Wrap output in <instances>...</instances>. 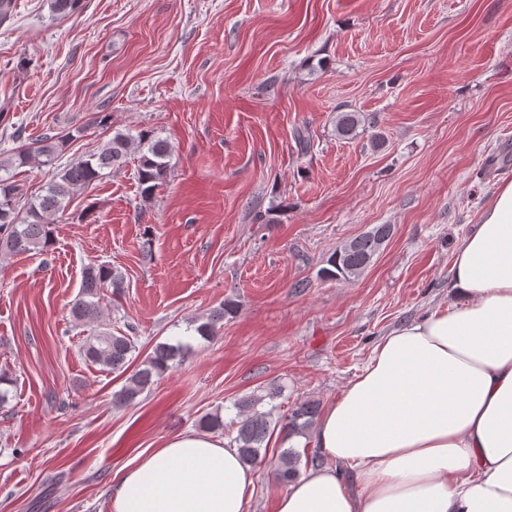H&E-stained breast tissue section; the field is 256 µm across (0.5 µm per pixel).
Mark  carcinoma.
Returning a JSON list of instances; mask_svg holds the SVG:
<instances>
[{"instance_id":"obj_1","label":"carcinoma","mask_w":512,"mask_h":512,"mask_svg":"<svg viewBox=\"0 0 512 512\" xmlns=\"http://www.w3.org/2000/svg\"><path fill=\"white\" fill-rule=\"evenodd\" d=\"M365 128V117L359 112H340L336 117V134L349 138ZM72 136L44 135L37 140L34 148L16 150L9 157L0 159V248L12 254H25L41 251L49 244L50 233L47 220L51 216L65 212L74 194L83 190L102 175L103 171L120 168L134 143L139 144L141 155L137 168V178L142 193L150 194L158 183L167 176L170 147L163 140H151L145 135L134 139L128 133L118 132L106 142L98 152L76 159L55 173L46 184L43 193L30 198L22 185L14 180L13 171L37 164L51 167L62 152V146ZM391 236V225L378 224L369 231L344 243L328 260V267L321 270L323 278L351 279L359 276L371 265L385 242ZM124 287L122 273L109 264L87 267L84 271L81 291L72 307V315L78 321L91 322L100 313L101 294L110 288L117 291ZM232 305L227 303L214 310L205 322L195 327L197 335L209 338L217 335V324L231 313ZM135 350L132 337L99 331L87 338L84 356L93 364H99L113 371L125 366L128 356ZM187 342L162 343L155 347L153 355L135 371L126 385L113 396L118 406L133 403L153 384V377L165 372L171 363L183 360L190 352ZM261 398L248 396L234 403L237 409L236 436L233 444L239 450L240 458L246 465L261 462V450L265 440L280 429L284 437L303 435L312 427L318 416V405L312 400L297 402L286 415L273 417V410L257 409ZM299 454L292 449L284 450L276 466L277 479L282 483L298 475Z\"/></svg>"}]
</instances>
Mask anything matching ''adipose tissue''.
Returning a JSON list of instances; mask_svg holds the SVG:
<instances>
[{"instance_id": "adipose-tissue-1", "label": "adipose tissue", "mask_w": 512, "mask_h": 512, "mask_svg": "<svg viewBox=\"0 0 512 512\" xmlns=\"http://www.w3.org/2000/svg\"><path fill=\"white\" fill-rule=\"evenodd\" d=\"M451 305L392 329L301 446L325 463L275 512H512V181L452 262ZM237 448L186 432L141 452L113 512H247Z\"/></svg>"}]
</instances>
